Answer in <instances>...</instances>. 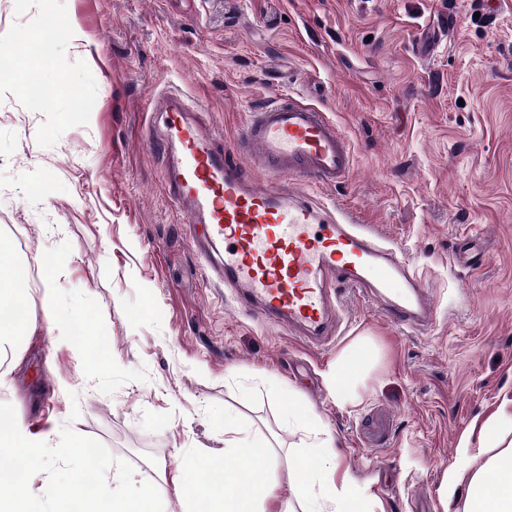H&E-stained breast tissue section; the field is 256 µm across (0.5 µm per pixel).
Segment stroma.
I'll list each match as a JSON object with an SVG mask.
<instances>
[{"instance_id": "35a3bbf8", "label": "stroma", "mask_w": 512, "mask_h": 512, "mask_svg": "<svg viewBox=\"0 0 512 512\" xmlns=\"http://www.w3.org/2000/svg\"><path fill=\"white\" fill-rule=\"evenodd\" d=\"M0 39L46 96L0 70V240L28 270L31 311L86 322L108 357L15 336L0 402L26 432L54 444L67 423L102 442L165 512L180 505L161 472L223 455L228 423L239 446L276 449L273 502L293 498L287 465L320 434L386 512H462L442 476L512 398V0H0ZM173 88L228 147L274 97L327 112L352 171L300 187L400 248L433 326L401 332L345 287L334 339L311 348L236 308L146 139L150 98ZM51 255L64 263L47 287ZM347 349L354 407L325 382Z\"/></svg>"}]
</instances>
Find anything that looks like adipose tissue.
<instances>
[{"label": "adipose tissue", "mask_w": 512, "mask_h": 512, "mask_svg": "<svg viewBox=\"0 0 512 512\" xmlns=\"http://www.w3.org/2000/svg\"><path fill=\"white\" fill-rule=\"evenodd\" d=\"M0 270L12 273L10 281L0 284V309L17 313L13 321L0 323V348L10 341L16 328L33 332L43 326L54 341L94 357L100 349L98 337L90 333L76 336L72 324L59 320L55 312L39 317L30 311L22 287L26 273L10 247L1 242ZM481 443L475 456L468 445H461L457 460L444 474L442 494L450 498L458 489H465L464 512H512V413L500 410L486 422ZM225 451L226 458L203 462L188 459L177 469L172 483L182 512H267L270 486L264 471L274 455L272 446L242 448L230 438ZM335 472L333 451L302 455L287 470L296 501L278 504L276 512H385L381 501L351 475L338 480Z\"/></svg>", "instance_id": "1"}]
</instances>
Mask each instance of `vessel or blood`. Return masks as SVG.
<instances>
[{
	"label": "vessel or blood",
	"mask_w": 512,
	"mask_h": 512,
	"mask_svg": "<svg viewBox=\"0 0 512 512\" xmlns=\"http://www.w3.org/2000/svg\"><path fill=\"white\" fill-rule=\"evenodd\" d=\"M155 109L164 125L147 135L162 148L191 246L241 310L318 345L336 333V288L345 285L396 327L432 324L431 291L398 249L300 193L298 179L332 187L352 168L349 143L324 112L292 98L253 110L243 143L262 180L241 168L202 107L168 92Z\"/></svg>",
	"instance_id": "obj_1"
}]
</instances>
